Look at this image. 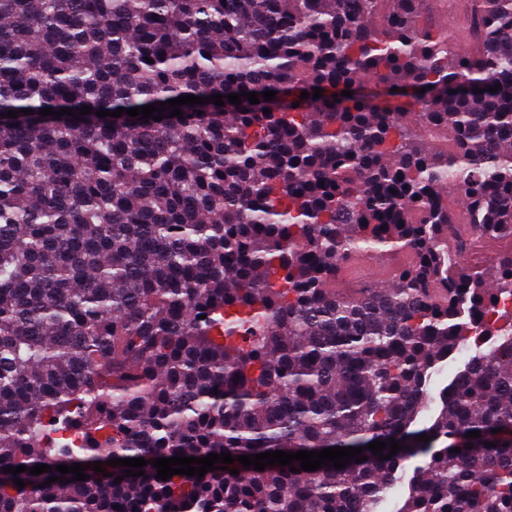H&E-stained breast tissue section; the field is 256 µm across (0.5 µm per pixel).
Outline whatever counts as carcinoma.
Masks as SVG:
<instances>
[{
  "label": "carcinoma",
  "instance_id": "obj_1",
  "mask_svg": "<svg viewBox=\"0 0 512 512\" xmlns=\"http://www.w3.org/2000/svg\"><path fill=\"white\" fill-rule=\"evenodd\" d=\"M421 3L0 0V512H378L416 458L398 512H512V0H476L474 53ZM474 237L509 250L468 265ZM398 251L391 287L336 295L351 256ZM359 446L342 469L151 465ZM112 456L149 464L117 483L93 471ZM473 355H475L474 348L469 351H464L462 354H454L448 358V361L443 362V371L439 375L433 376L432 388L435 391H439L441 388L447 385L449 380L457 371V368L462 364V361Z\"/></svg>",
  "mask_w": 512,
  "mask_h": 512
}]
</instances>
